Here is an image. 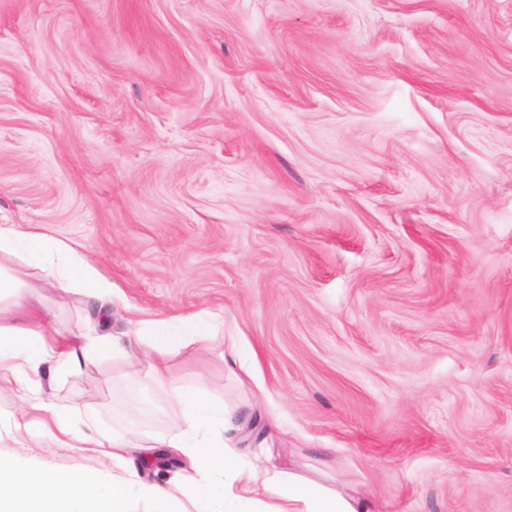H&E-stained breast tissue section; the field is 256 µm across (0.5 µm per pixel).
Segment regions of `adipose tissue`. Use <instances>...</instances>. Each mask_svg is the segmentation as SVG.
Masks as SVG:
<instances>
[{"label": "adipose tissue", "mask_w": 512, "mask_h": 512, "mask_svg": "<svg viewBox=\"0 0 512 512\" xmlns=\"http://www.w3.org/2000/svg\"><path fill=\"white\" fill-rule=\"evenodd\" d=\"M42 280L87 300L100 299L109 288L67 241L0 224V297L16 299L13 307H0V392L40 386L44 374L79 367L82 358L100 349L132 363L145 361L149 378L163 385L167 356L216 329L213 320H204L191 338L179 339L160 322L149 335L127 341L86 329L62 341L45 328L40 313L23 306ZM171 416L172 431L143 446L135 434L99 430L91 419L80 418L78 409L63 411L47 397L27 400L19 415L0 426V436L17 442L38 432L62 448H92L100 468L84 474L49 466L24 472L0 456V512H379L376 502L352 488L279 468L267 451L241 454L236 436L243 427L223 402L183 389ZM158 447L175 449L186 463L175 479L141 482L138 468Z\"/></svg>", "instance_id": "obj_1"}]
</instances>
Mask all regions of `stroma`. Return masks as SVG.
<instances>
[{
  "label": "stroma",
  "mask_w": 512,
  "mask_h": 512,
  "mask_svg": "<svg viewBox=\"0 0 512 512\" xmlns=\"http://www.w3.org/2000/svg\"><path fill=\"white\" fill-rule=\"evenodd\" d=\"M0 224L77 245L110 334L224 320L164 387L109 353L43 379L100 430L262 392L284 429L241 446L281 468L381 512H512V0H0ZM30 302L64 335L94 314ZM245 348L234 336L229 337L228 352L224 351V369L237 376L236 368L244 369Z\"/></svg>",
  "instance_id": "35a3bbf8"
}]
</instances>
